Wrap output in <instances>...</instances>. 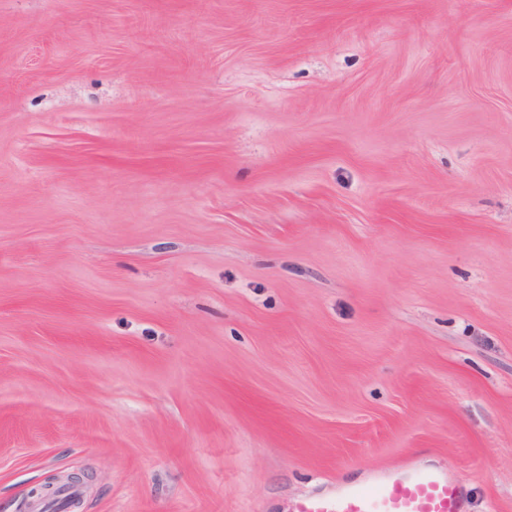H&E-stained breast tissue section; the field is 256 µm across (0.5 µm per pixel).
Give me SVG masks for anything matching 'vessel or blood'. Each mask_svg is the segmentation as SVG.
Instances as JSON below:
<instances>
[{"label": "vessel or blood", "mask_w": 512, "mask_h": 512, "mask_svg": "<svg viewBox=\"0 0 512 512\" xmlns=\"http://www.w3.org/2000/svg\"><path fill=\"white\" fill-rule=\"evenodd\" d=\"M464 501L463 486L447 468L414 465L307 496L297 512H464Z\"/></svg>", "instance_id": "obj_1"}]
</instances>
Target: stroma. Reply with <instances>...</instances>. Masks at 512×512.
Instances as JSON below:
<instances>
[{"label":"stroma","mask_w":512,"mask_h":512,"mask_svg":"<svg viewBox=\"0 0 512 512\" xmlns=\"http://www.w3.org/2000/svg\"><path fill=\"white\" fill-rule=\"evenodd\" d=\"M415 460L512 512V0H0V512Z\"/></svg>","instance_id":"1"}]
</instances>
